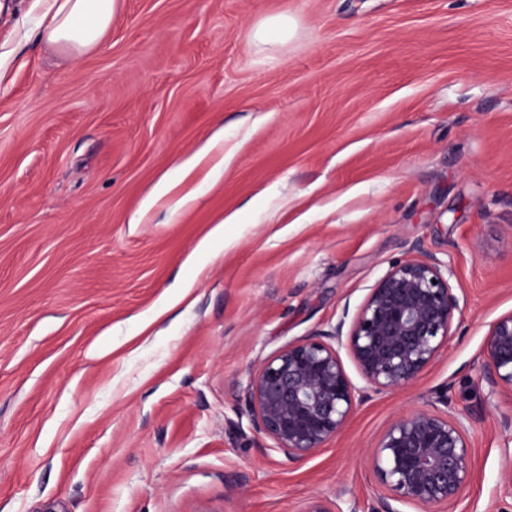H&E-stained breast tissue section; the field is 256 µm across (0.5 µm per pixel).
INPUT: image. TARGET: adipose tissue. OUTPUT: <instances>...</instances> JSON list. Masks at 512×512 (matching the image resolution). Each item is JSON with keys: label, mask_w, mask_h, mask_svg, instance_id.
I'll use <instances>...</instances> for the list:
<instances>
[{"label": "adipose tissue", "mask_w": 512, "mask_h": 512, "mask_svg": "<svg viewBox=\"0 0 512 512\" xmlns=\"http://www.w3.org/2000/svg\"><path fill=\"white\" fill-rule=\"evenodd\" d=\"M42 35L52 45L77 49L99 44L112 22L117 0H42Z\"/></svg>", "instance_id": "obj_1"}]
</instances>
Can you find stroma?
<instances>
[{
    "label": "stroma",
    "mask_w": 512,
    "mask_h": 512,
    "mask_svg": "<svg viewBox=\"0 0 512 512\" xmlns=\"http://www.w3.org/2000/svg\"><path fill=\"white\" fill-rule=\"evenodd\" d=\"M39 15L0 11V512H374L372 448L443 392L472 446L456 512H512V399L482 373L512 312V0H118L81 51ZM414 246L452 266L447 345L288 460L252 373Z\"/></svg>",
    "instance_id": "stroma-1"
}]
</instances>
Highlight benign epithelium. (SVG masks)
I'll return each instance as SVG.
<instances>
[{"label": "benign epithelium", "mask_w": 512, "mask_h": 512, "mask_svg": "<svg viewBox=\"0 0 512 512\" xmlns=\"http://www.w3.org/2000/svg\"><path fill=\"white\" fill-rule=\"evenodd\" d=\"M451 275L450 265L433 255L396 262L351 321L342 318L334 329L291 342L262 362L246 391L255 430L300 461L335 437L369 392L415 382L436 361L461 313ZM343 351L362 385L347 374ZM483 378L489 396H512V313L490 328ZM471 473L465 419L436 407L396 418L370 454V474L382 489L380 512H399L394 502L451 512ZM302 512L355 510H343L338 500H312Z\"/></svg>", "instance_id": "benign-epithelium-1"}]
</instances>
